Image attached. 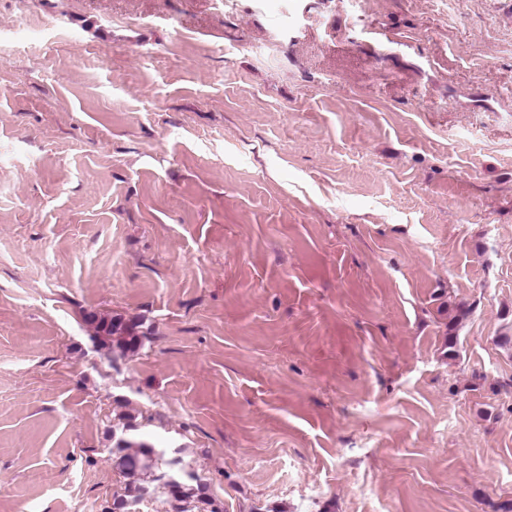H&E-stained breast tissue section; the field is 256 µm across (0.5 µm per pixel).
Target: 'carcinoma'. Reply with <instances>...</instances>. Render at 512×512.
Listing matches in <instances>:
<instances>
[{
    "label": "carcinoma",
    "instance_id": "obj_1",
    "mask_svg": "<svg viewBox=\"0 0 512 512\" xmlns=\"http://www.w3.org/2000/svg\"><path fill=\"white\" fill-rule=\"evenodd\" d=\"M89 322L94 329L93 339L112 351H133L142 343L144 334L140 331V323L134 320L94 315ZM109 453L126 483L124 492L114 497L107 512H127L125 505L141 504L155 491L154 483L162 479L158 472L163 466L169 473L163 488L176 502L175 512H220L213 499L207 496L206 487L184 470L182 459L165 461L154 446L131 437L116 439Z\"/></svg>",
    "mask_w": 512,
    "mask_h": 512
}]
</instances>
